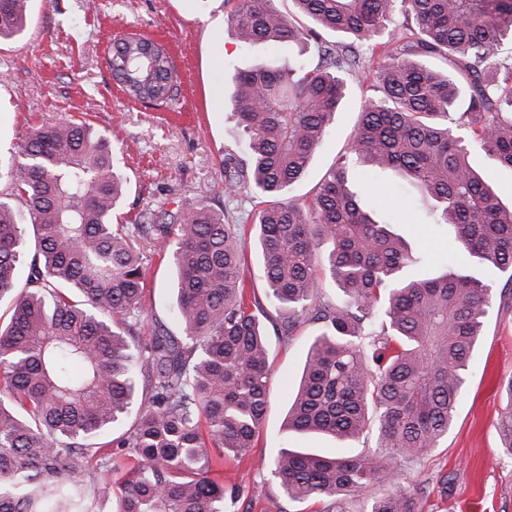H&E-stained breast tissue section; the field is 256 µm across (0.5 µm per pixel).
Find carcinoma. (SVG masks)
Wrapping results in <instances>:
<instances>
[{"instance_id":"1","label":"carcinoma","mask_w":512,"mask_h":512,"mask_svg":"<svg viewBox=\"0 0 512 512\" xmlns=\"http://www.w3.org/2000/svg\"><path fill=\"white\" fill-rule=\"evenodd\" d=\"M31 0H0V40L19 37ZM234 0L238 42L288 49L228 75L245 158L224 155V193L258 200L261 273L285 333L319 324L288 411V428L340 440L376 433L368 453L328 457L285 448L271 473L293 501L348 512L374 491L370 512H421L396 479L448 435L491 305L490 286L464 269L418 278L408 246L359 205L355 177L395 172L433 202L456 249L512 268V208L471 166L479 149L512 169V0ZM411 21L383 41L394 15ZM116 42L112 69L162 82L137 98L173 95L172 60L138 58ZM377 60L375 95L359 112L349 160L331 166L302 204L287 198L332 125L347 83ZM0 512H226L224 456L255 447L270 392L259 302L247 301L246 240L224 213L197 203L168 222L114 224L127 191L108 138L82 119L35 128L21 160L0 158ZM34 229V250L24 228ZM330 250L325 262L319 248ZM158 247L176 285L184 335L137 340L148 316L142 249ZM345 294L322 297L317 266ZM27 288L15 291L21 270ZM150 382L138 401L137 375ZM512 455V380L501 386ZM135 416L132 430L100 441ZM118 451H113V448Z\"/></svg>"}]
</instances>
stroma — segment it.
<instances>
[{
  "mask_svg": "<svg viewBox=\"0 0 512 512\" xmlns=\"http://www.w3.org/2000/svg\"><path fill=\"white\" fill-rule=\"evenodd\" d=\"M224 0H32L25 34L0 41V154L19 153L33 127L83 117L112 143L129 181L117 216L138 223L142 212H176L201 201L224 212L230 223L252 217L249 194L224 200L225 152L245 154L247 138L233 116L232 88L225 73L264 62L263 44L243 47L227 21ZM141 34L161 42L173 61L177 96L144 104L120 87L108 64L115 40ZM374 74L350 80L340 112L317 151L308 176L291 192L311 200L326 169L345 151L364 103L373 95ZM361 193L360 204L379 222L398 214L393 234L413 253L425 255L416 273L434 277L456 262L449 226L432 223L430 201L415 203L390 186ZM470 274L491 287V307L474 352L464 393L447 438L413 466L400 465L406 490H422L423 512H512V456L498 432L507 401L500 383L512 378V274L470 263ZM146 327L183 333L176 315L173 277L167 262L149 255L145 263ZM282 318L264 323L270 346L271 389L255 448L241 459L225 458L224 486L235 491L230 512H320L318 502L288 499L271 474L282 447L333 454L373 450L375 435L342 443L324 434L288 431L285 418L295 394L307 346L316 326L282 334Z\"/></svg>",
  "mask_w": 512,
  "mask_h": 512,
  "instance_id": "1",
  "label": "stroma"
}]
</instances>
